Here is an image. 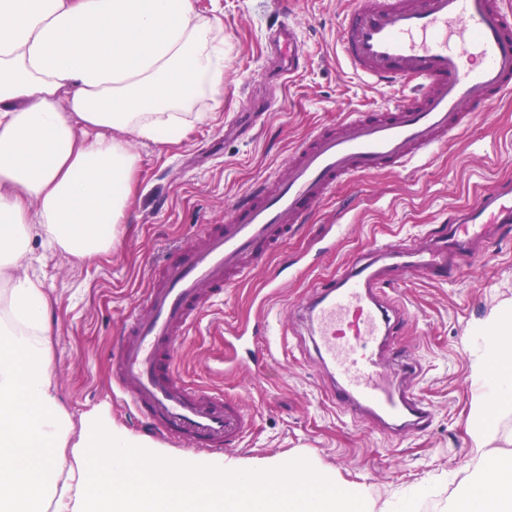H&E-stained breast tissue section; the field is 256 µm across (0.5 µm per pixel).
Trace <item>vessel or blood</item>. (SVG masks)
<instances>
[{
    "label": "vessel or blood",
    "mask_w": 512,
    "mask_h": 512,
    "mask_svg": "<svg viewBox=\"0 0 512 512\" xmlns=\"http://www.w3.org/2000/svg\"><path fill=\"white\" fill-rule=\"evenodd\" d=\"M272 28L296 73L302 52L292 24L280 13ZM338 50L371 86L405 85L411 94L380 112L347 113L301 140L279 170L233 202L222 223L205 226L185 252L158 267L125 321L112 396L144 419L154 442L185 449L177 463L185 473L194 472L197 455L235 445L251 422L239 402L184 383L176 370L179 341L231 280L277 251L339 183L426 161L449 135L512 96V0H354ZM499 224H512V187L452 209L428 246H380L371 260L317 285L301 318L337 409L407 430L431 421V407L410 388L412 362L402 364L400 382L387 376L395 322L385 290L399 273L448 282Z\"/></svg>",
    "instance_id": "obj_1"
}]
</instances>
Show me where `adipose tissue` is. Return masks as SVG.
<instances>
[{
  "mask_svg": "<svg viewBox=\"0 0 512 512\" xmlns=\"http://www.w3.org/2000/svg\"><path fill=\"white\" fill-rule=\"evenodd\" d=\"M224 90V25L192 0H0V512H412L308 457L215 461L196 494L152 481L106 411L72 420L53 383L52 306L35 241L90 263L126 223L133 141H186ZM466 432L474 457L447 512H512V311L484 322Z\"/></svg>",
  "mask_w": 512,
  "mask_h": 512,
  "instance_id": "adipose-tissue-1",
  "label": "adipose tissue"
}]
</instances>
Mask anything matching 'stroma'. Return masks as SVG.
<instances>
[{
	"instance_id": "35a3bbf8",
	"label": "stroma",
	"mask_w": 512,
	"mask_h": 512,
	"mask_svg": "<svg viewBox=\"0 0 512 512\" xmlns=\"http://www.w3.org/2000/svg\"><path fill=\"white\" fill-rule=\"evenodd\" d=\"M279 0H194L224 24V96L215 120L196 125L185 144L160 148L134 142L138 189L129 223L110 253L80 265L47 253L53 299L54 382L72 418L105 404L112 424L158 460L179 449L150 445L129 407L114 401L112 345L128 311L142 303L150 275L206 224L222 221L234 200L281 166L313 130L349 112H374L402 100L397 88L368 86L336 53L351 0H288L304 60L289 79L270 71L269 29ZM512 181V98L504 99L435 152L400 172L385 171L340 185L263 264L229 285L183 337L177 368L187 384L240 401L252 428L225 460L249 468L294 454L383 499L426 483L431 493L415 512H440L455 492L451 473L472 456L465 424L478 389L471 343L494 311L512 308V224L455 278L434 284L406 278L389 290L400 332L394 356L417 366L415 390L433 410L427 429L391 435L372 421L336 411L329 382L315 361L300 310L314 284L344 265L440 227L448 210L473 202L497 182ZM348 222L328 233L341 208ZM266 311L282 332L253 357L225 370L223 327L255 321Z\"/></svg>"
}]
</instances>
